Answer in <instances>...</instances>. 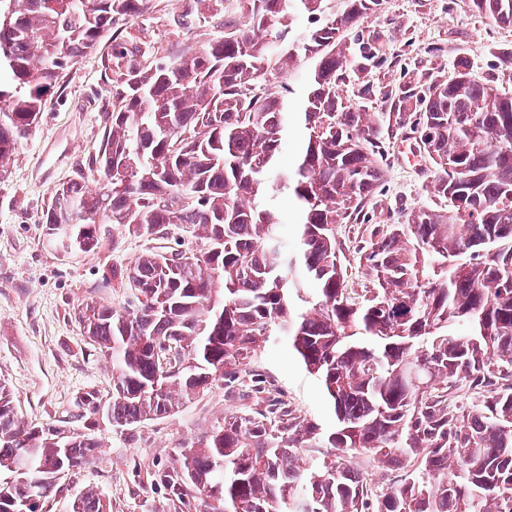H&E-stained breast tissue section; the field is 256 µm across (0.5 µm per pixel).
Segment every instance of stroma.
I'll use <instances>...</instances> for the list:
<instances>
[{
	"mask_svg": "<svg viewBox=\"0 0 512 512\" xmlns=\"http://www.w3.org/2000/svg\"><path fill=\"white\" fill-rule=\"evenodd\" d=\"M183 0H152L140 37L160 55L184 45H203L218 31L217 20L180 24ZM365 35L379 37L399 65L367 74L374 84H395L439 72L469 71L512 91L497 47L512 48V27L479 15L472 0H381L365 19ZM441 46L440 56L427 54ZM112 35L63 72L39 113L36 126L0 175V382L6 384L17 416L36 428L92 434L100 443L89 463L64 476L39 512H71L79 495L91 491L110 512H205L202 494L180 503L154 479L177 448L209 435L225 418L241 414L250 401L223 386L190 396L170 415L128 427L113 425L102 406L112 395V362L83 335L78 312L98 301L128 307L131 289L112 285L113 268L126 267L150 240L130 235L122 225L105 224L94 250L64 253L50 243L42 224L53 193L67 181L88 175V161L100 146L103 111L112 102L113 84L101 66L111 52ZM431 165L406 138L390 150L384 182L365 209L363 225L394 224L398 208L431 205L426 185ZM250 368L273 379L303 417L322 427L335 423L318 380L276 335L253 356Z\"/></svg>",
	"mask_w": 512,
	"mask_h": 512,
	"instance_id": "obj_1",
	"label": "stroma"
}]
</instances>
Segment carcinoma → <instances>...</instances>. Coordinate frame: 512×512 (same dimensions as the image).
Instances as JSON below:
<instances>
[{
	"label": "carcinoma",
	"mask_w": 512,
	"mask_h": 512,
	"mask_svg": "<svg viewBox=\"0 0 512 512\" xmlns=\"http://www.w3.org/2000/svg\"><path fill=\"white\" fill-rule=\"evenodd\" d=\"M472 3L512 26V0ZM379 6L187 0L185 19L222 15L224 32L166 61L118 33L102 59L117 93L90 161L96 189L69 181L43 213L46 235L68 226L86 252L101 224L148 238L176 224L208 242L190 256L148 250L112 270L117 287L137 292L132 307L79 312L112 359V422L164 417L177 390L242 385V367L276 330L321 383L331 429L297 416L252 370L254 407L157 471L178 498L204 492L207 512H512V93L459 73L366 82L356 101L341 98L338 83L401 64L381 43L343 42ZM149 9L150 0H0L1 169L61 73ZM304 59L296 112L289 86L269 93L262 82ZM378 94L389 110L367 111ZM298 119L304 141L286 168L282 145ZM416 127L439 204L365 229L353 250L373 285L353 297L336 225L358 223L382 178L377 162ZM283 193L299 215L292 246ZM23 448L36 454L21 473ZM97 448L89 433L22 423L0 383V512H21L31 489L47 497ZM356 455L394 476L373 483ZM72 512L109 507L87 493Z\"/></svg>",
	"instance_id": "obj_1"
}]
</instances>
